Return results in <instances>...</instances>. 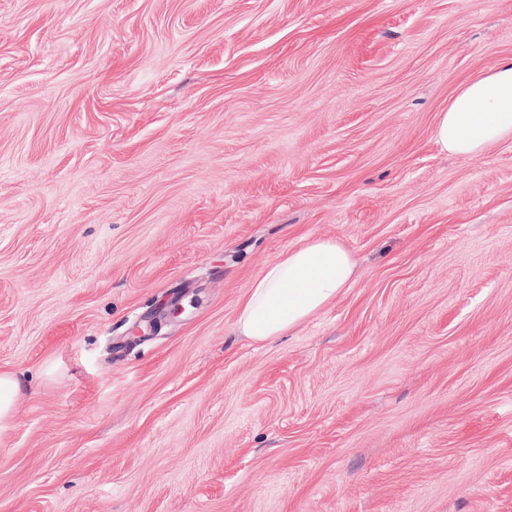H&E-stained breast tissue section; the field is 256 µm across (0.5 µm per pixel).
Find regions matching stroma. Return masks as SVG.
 <instances>
[{
  "instance_id": "obj_1",
  "label": "stroma",
  "mask_w": 512,
  "mask_h": 512,
  "mask_svg": "<svg viewBox=\"0 0 512 512\" xmlns=\"http://www.w3.org/2000/svg\"><path fill=\"white\" fill-rule=\"evenodd\" d=\"M505 55L512 0H0V512H512V140L433 138ZM306 237L353 280L236 335ZM20 391V381L9 370H0V440L11 428L12 404Z\"/></svg>"
}]
</instances>
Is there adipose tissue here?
Masks as SVG:
<instances>
[{
    "label": "adipose tissue",
    "mask_w": 512,
    "mask_h": 512,
    "mask_svg": "<svg viewBox=\"0 0 512 512\" xmlns=\"http://www.w3.org/2000/svg\"><path fill=\"white\" fill-rule=\"evenodd\" d=\"M512 139V55L461 82L437 116L434 140L442 151L477 156ZM357 266L332 238H307L269 262L239 302L236 334L260 344L283 336L341 294Z\"/></svg>",
    "instance_id": "obj_1"
}]
</instances>
